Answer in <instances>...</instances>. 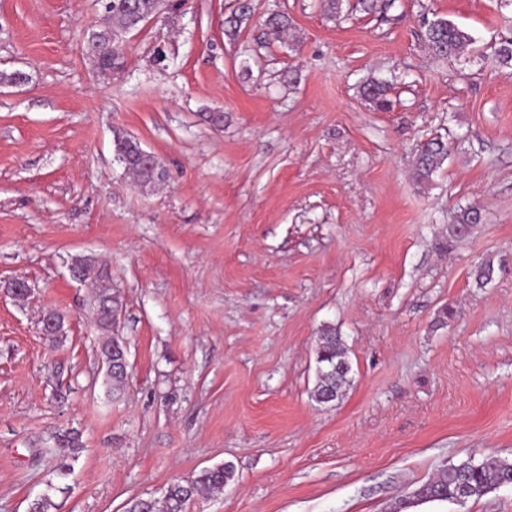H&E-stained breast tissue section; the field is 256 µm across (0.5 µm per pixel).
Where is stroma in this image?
<instances>
[{
    "label": "stroma",
    "mask_w": 512,
    "mask_h": 512,
    "mask_svg": "<svg viewBox=\"0 0 512 512\" xmlns=\"http://www.w3.org/2000/svg\"><path fill=\"white\" fill-rule=\"evenodd\" d=\"M232 5L182 0L104 73L82 39L94 0H0V71L28 76L0 86V512L46 492L57 512H126L225 462L234 481L185 512H393L448 464L512 461V67L494 57L512 6L394 0L332 20L321 0H253L254 23L277 7L294 30L247 56L224 35ZM434 15L470 49L429 53ZM372 76L395 78L390 110L361 97ZM117 130L162 183L125 174ZM437 135L448 158L417 184L413 150ZM469 204L481 222L449 240ZM77 256L123 302L118 393ZM17 277L28 298L5 294ZM326 326L352 371L321 405ZM405 512H512V485Z\"/></svg>",
    "instance_id": "1"
}]
</instances>
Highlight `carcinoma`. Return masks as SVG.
Masks as SVG:
<instances>
[{
  "label": "carcinoma",
  "mask_w": 512,
  "mask_h": 512,
  "mask_svg": "<svg viewBox=\"0 0 512 512\" xmlns=\"http://www.w3.org/2000/svg\"><path fill=\"white\" fill-rule=\"evenodd\" d=\"M97 5L108 19L109 24L90 30L84 37V43L92 45L96 52L95 62L100 71L110 72L121 67L124 57L122 36L128 32L138 31L148 21L157 17L164 9L175 10L179 0H112V5ZM253 8L251 0H237L230 15L224 19V35L230 41H236L251 26ZM424 39L430 52L443 59L456 58L465 53L472 44V37L454 22L445 18L426 20ZM292 30V20L288 13L274 10L268 13L261 24V32L254 37L264 42L269 37L279 38ZM390 86L384 81L370 80L362 86V95L378 108L388 105L386 97ZM113 146L115 155L124 168L132 175L139 185L153 186L157 179L152 169L140 156V143L130 139L121 132L114 133ZM448 158V147L440 139H431L418 149L413 166L412 176L419 184L430 180L433 173ZM481 221L477 208L466 206L460 209L454 223L448 225V237L464 236L473 225ZM77 264L84 267L87 279L99 282L98 296L102 304L116 310L122 308V302L112 290L107 272L95 268V265L83 259ZM96 325L104 336L100 346L103 362L112 363L106 374V383L111 391L120 390L126 382V370L117 364L125 354L120 341L113 338V330L106 317L97 318ZM345 360L341 338L331 329H323L320 333L316 351L317 383L313 391L315 398L331 395L338 398L348 382L349 370H332L331 365ZM234 478V468L230 464H221L201 469L186 480H180L168 486L163 505L153 498H138L130 502L127 512H183L188 501L205 491L222 489ZM512 485V462L502 459L487 460L482 463L466 461L446 466L437 479L425 483L414 492L420 503L442 501L458 504L477 500L494 489Z\"/></svg>",
  "instance_id": "obj_1"
}]
</instances>
